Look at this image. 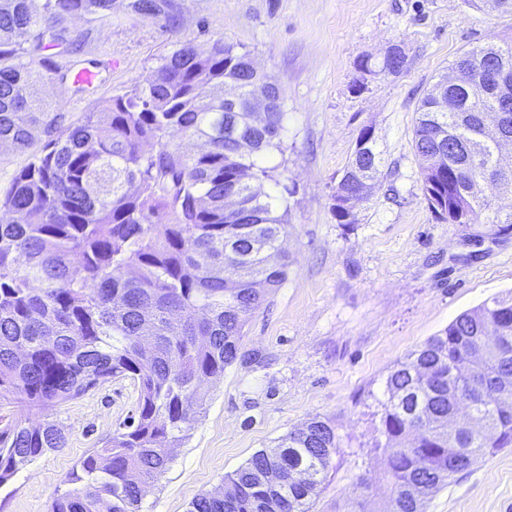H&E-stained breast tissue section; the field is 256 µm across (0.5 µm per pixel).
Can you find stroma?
<instances>
[{"label":"stroma","mask_w":512,"mask_h":512,"mask_svg":"<svg viewBox=\"0 0 512 512\" xmlns=\"http://www.w3.org/2000/svg\"><path fill=\"white\" fill-rule=\"evenodd\" d=\"M76 52L66 74L104 56L94 89L55 76L38 85L56 130L100 110L150 79L189 42L237 44L281 89L288 130L281 167L288 198L287 281L254 312L241 357L204 381L208 407L189 439L171 448L169 469L146 484L141 512H187L254 452L318 417L341 437L310 512H390L389 448L379 432L389 371L461 313L512 290V235L467 244L461 227L437 219L424 198L413 149L421 99L464 51L512 38V14L486 0H184L181 27L116 13L68 22ZM406 67L381 69L391 45ZM370 59L373 70L359 68ZM362 91H355V84ZM386 166L357 223L332 211L336 184L363 128ZM132 379L119 377L49 415L66 438L0 487V512H49L72 491L67 475L137 407ZM426 512H512V448L486 457L435 493Z\"/></svg>","instance_id":"obj_1"}]
</instances>
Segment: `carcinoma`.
<instances>
[{"instance_id": "cac0c4a2", "label": "carcinoma", "mask_w": 512, "mask_h": 512, "mask_svg": "<svg viewBox=\"0 0 512 512\" xmlns=\"http://www.w3.org/2000/svg\"><path fill=\"white\" fill-rule=\"evenodd\" d=\"M177 30L183 0H0V145L24 151L46 123L36 86L59 66L48 49L69 51L65 22L106 19L118 8ZM512 67V42L476 46L455 67L477 74L483 93L429 91L417 109L413 148L419 159L441 150L443 167L421 166L422 190L435 217L474 237L512 232L502 213L475 189L484 170L512 192V166L496 167L498 144L481 135L478 116L506 109L512 136V93L499 96L494 65ZM249 54L218 38L200 53L183 43L154 78L87 112L52 136L0 193V406L16 416L0 429V487L48 450L65 446L57 425L33 423L117 376L138 383L136 414L68 475L80 485L52 501L50 512H141L142 489L165 473L168 448L189 438L206 411L201 382L224 373L240 355L249 316L288 277V196L254 195L240 181L271 178L266 166L287 132L283 103L269 129L251 131L240 117L246 100L224 101V84L248 79ZM252 139L247 150L226 136ZM205 141L191 152L185 144ZM333 195L337 223L362 180L384 167L371 129L361 130ZM241 196L224 210V193ZM495 327L502 349L473 355ZM512 292L462 313L385 381L380 432L393 448L391 512H424L425 501L479 460L512 447ZM472 408L448 429L460 400ZM418 433V439L410 434ZM459 463L448 466V443ZM340 437L315 417L263 448L221 487L194 498L188 512H309L327 478Z\"/></svg>"}]
</instances>
